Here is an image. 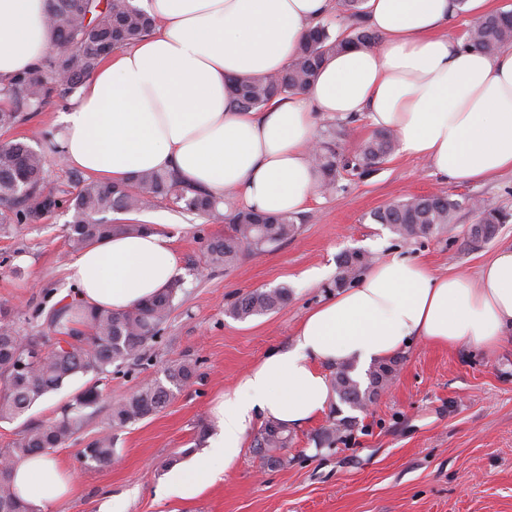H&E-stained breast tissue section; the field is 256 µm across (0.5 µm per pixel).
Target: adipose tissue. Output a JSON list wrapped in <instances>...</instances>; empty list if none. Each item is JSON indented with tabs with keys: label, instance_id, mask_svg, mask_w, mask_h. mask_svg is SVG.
I'll list each match as a JSON object with an SVG mask.
<instances>
[{
	"label": "adipose tissue",
	"instance_id": "adipose-tissue-1",
	"mask_svg": "<svg viewBox=\"0 0 512 512\" xmlns=\"http://www.w3.org/2000/svg\"><path fill=\"white\" fill-rule=\"evenodd\" d=\"M491 0H365L378 48L329 57L308 92L263 111L235 107L228 77L268 75L291 61L332 0H151L154 31L107 56L62 117L68 163L105 181L173 170L223 198L225 210L305 211L318 176L310 156L324 116H364L397 135L401 154L454 181L512 171V48L487 55L450 35L458 13ZM49 0H0V87L34 71L51 48ZM174 235L115 236L69 266L79 305L123 311L177 275ZM512 332V249L482 264L478 283L438 274L394 253L354 287L311 308L293 346L267 354L213 408L207 457L174 481L194 494L236 462L251 423L297 427L336 396L327 368L368 366L422 340L491 354ZM14 485L34 512L66 498L68 471L47 456L14 463Z\"/></svg>",
	"mask_w": 512,
	"mask_h": 512
}]
</instances>
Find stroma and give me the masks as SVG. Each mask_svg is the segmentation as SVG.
<instances>
[{
    "label": "stroma",
    "instance_id": "35a3bbf8",
    "mask_svg": "<svg viewBox=\"0 0 512 512\" xmlns=\"http://www.w3.org/2000/svg\"><path fill=\"white\" fill-rule=\"evenodd\" d=\"M62 104L28 114L0 143L23 141L48 155L45 186L57 197L75 196L84 172L57 153ZM341 191L317 194L293 239L261 255L244 254L231 269L208 268L207 239L224 235L223 216L193 214L159 198L137 215L161 229L181 225L174 242L183 291L145 358L112 366L104 376L77 375L38 401L25 415L0 422V449L26 430L59 419L75 394L96 387L98 404L85 409L72 438L51 450L71 475L73 490L48 512H512V335L493 354L471 347L410 344L393 388L363 412L336 447L318 446L328 415L291 429L286 465L267 466L251 446L263 420L249 427L235 466L187 496L173 484L169 459L192 448L209 450L210 409L224 392L269 352L291 346L307 310L326 300L336 259L361 249L381 259L398 251L434 272L461 271L477 278L482 264L512 248V218L496 236L470 248L475 222L471 200L512 215V172L486 183L449 182L425 162L392 153L365 178L345 176ZM444 191L460 208L448 234L402 243L370 214L398 200ZM73 212L61 207L32 224L0 223V306L18 330L46 339L41 318L61 300L75 297L68 267L76 257L68 243ZM319 270L312 280L308 271ZM288 286L287 305L240 321L228 310L242 294ZM196 365L188 387L175 391L160 412L118 430L110 428L113 403L140 385L163 379L175 362ZM113 437L110 464L86 468L80 453L103 433Z\"/></svg>",
    "mask_w": 512,
    "mask_h": 512
}]
</instances>
